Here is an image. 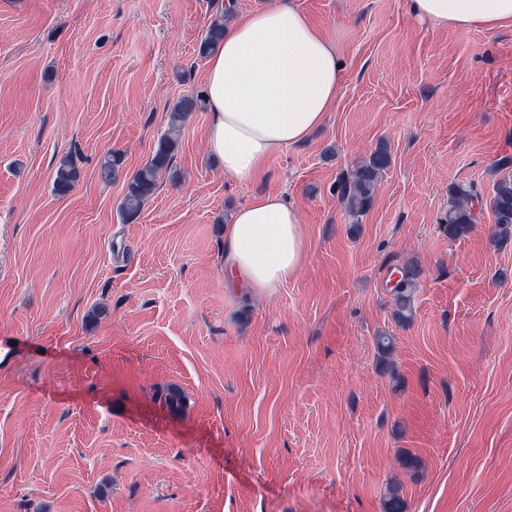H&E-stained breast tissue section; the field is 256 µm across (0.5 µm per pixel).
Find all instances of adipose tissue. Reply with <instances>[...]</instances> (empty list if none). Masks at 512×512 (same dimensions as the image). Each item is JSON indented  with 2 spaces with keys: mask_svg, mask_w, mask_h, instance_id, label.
I'll list each match as a JSON object with an SVG mask.
<instances>
[{
  "mask_svg": "<svg viewBox=\"0 0 512 512\" xmlns=\"http://www.w3.org/2000/svg\"><path fill=\"white\" fill-rule=\"evenodd\" d=\"M409 12L442 29L512 24V0H407ZM342 83L336 46L293 0L238 19L210 55L205 85L208 140L225 176L255 180L270 156L320 127ZM306 259L298 208L262 194L224 226V284L272 290Z\"/></svg>",
  "mask_w": 512,
  "mask_h": 512,
  "instance_id": "adipose-tissue-1",
  "label": "adipose tissue"
}]
</instances>
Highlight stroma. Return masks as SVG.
Wrapping results in <instances>:
<instances>
[{"label":"stroma","instance_id":"35a3bbf8","mask_svg":"<svg viewBox=\"0 0 512 512\" xmlns=\"http://www.w3.org/2000/svg\"><path fill=\"white\" fill-rule=\"evenodd\" d=\"M216 2L0 0V512H383L393 479L406 512H512V233L490 205L512 177V24L295 0L340 50L324 123L241 184L199 108L124 222L99 161L133 174L173 104L204 96ZM381 144L391 165L352 221L337 182ZM457 185L482 205L452 238ZM267 192L298 206L306 262L271 292L225 287L224 224ZM124 155L119 151H112L100 160L98 176L103 182H112L119 178L123 172ZM78 179V170L73 161L64 157L60 160L53 179V191L59 197L67 196ZM396 273L397 278L390 282L395 307L393 316L398 324L406 325L414 315L413 297L420 271L417 266L406 264Z\"/></svg>","mask_w":512,"mask_h":512}]
</instances>
